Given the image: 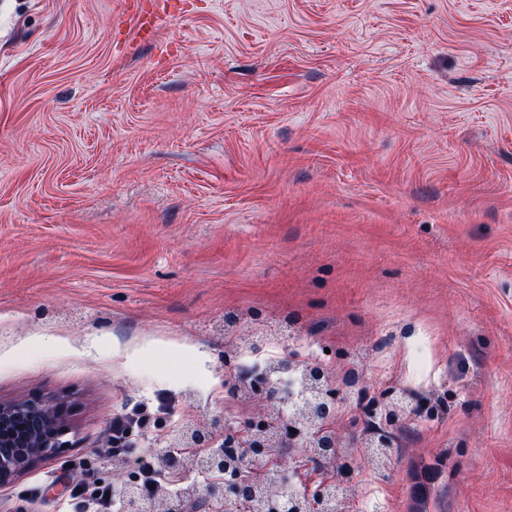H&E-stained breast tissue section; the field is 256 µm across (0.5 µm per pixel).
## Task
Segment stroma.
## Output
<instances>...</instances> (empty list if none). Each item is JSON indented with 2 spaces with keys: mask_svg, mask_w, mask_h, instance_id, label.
Segmentation results:
<instances>
[{
  "mask_svg": "<svg viewBox=\"0 0 512 512\" xmlns=\"http://www.w3.org/2000/svg\"><path fill=\"white\" fill-rule=\"evenodd\" d=\"M126 2L0 0V400L72 426L0 512H69L77 457L110 482L135 405L131 458L287 413L233 347L340 394L341 455L271 450L294 488L512 512V0H167L149 39ZM136 418V419H134ZM144 421V416L138 415L135 417L131 415L130 417H120L116 418L112 421V434L109 439L110 448H106L105 452L112 457H120L124 455L125 448L124 442L130 430V424L134 423H142Z\"/></svg>",
  "mask_w": 512,
  "mask_h": 512,
  "instance_id": "35a3bbf8",
  "label": "stroma"
}]
</instances>
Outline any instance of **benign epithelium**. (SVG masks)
Returning a JSON list of instances; mask_svg holds the SVG:
<instances>
[{"mask_svg": "<svg viewBox=\"0 0 512 512\" xmlns=\"http://www.w3.org/2000/svg\"><path fill=\"white\" fill-rule=\"evenodd\" d=\"M307 376L312 399L306 407L298 412L291 423L302 427L303 444L317 449L314 459L332 457L340 440L329 429L336 416V398L325 388L326 377L322 367L316 363L307 365ZM70 426L63 401L56 398L20 397L0 402V486L14 483L34 462L46 461L56 457L69 441L65 436ZM176 440L183 448H212L214 444L209 433L193 429H184L176 434ZM241 446L250 449V455L259 459L267 454L269 440L257 435V430L250 427L241 442ZM375 449L377 458L389 454L392 446L391 437L381 431L375 433L368 442ZM203 473L213 475L206 485L205 497L222 505L229 502L249 503L254 493L250 482L235 475L227 481L214 477L224 470V458L218 452H211L196 463ZM333 483L319 486L316 512H335L337 491ZM266 512H302L300 503L295 499L281 497L269 500Z\"/></svg>", "mask_w": 512, "mask_h": 512, "instance_id": "7a95c632", "label": "benign epithelium"}]
</instances>
